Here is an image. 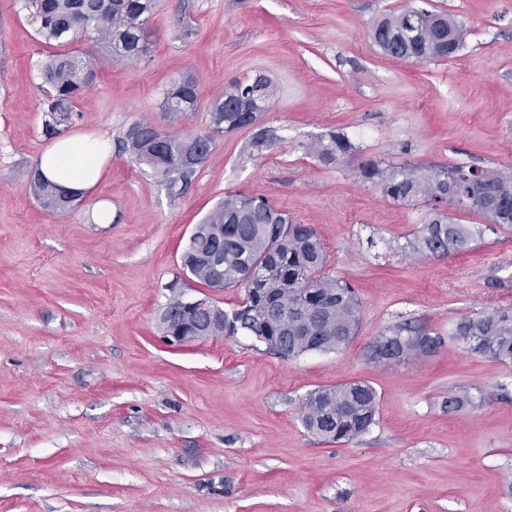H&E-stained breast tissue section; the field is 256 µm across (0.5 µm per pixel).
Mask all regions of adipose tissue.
Returning <instances> with one entry per match:
<instances>
[{"label":"adipose tissue","mask_w":512,"mask_h":512,"mask_svg":"<svg viewBox=\"0 0 512 512\" xmlns=\"http://www.w3.org/2000/svg\"><path fill=\"white\" fill-rule=\"evenodd\" d=\"M109 158L105 141L74 132L55 140L41 155L39 167L58 184L85 192L97 184Z\"/></svg>","instance_id":"ef3b65f1"}]
</instances>
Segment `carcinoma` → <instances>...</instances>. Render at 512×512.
<instances>
[{"mask_svg": "<svg viewBox=\"0 0 512 512\" xmlns=\"http://www.w3.org/2000/svg\"><path fill=\"white\" fill-rule=\"evenodd\" d=\"M31 18L45 42L67 46L91 28L98 41L125 58L141 54L147 45L148 20L155 0H27ZM371 39L381 51L395 49L405 60L447 58L448 40L460 45V30L448 15L408 9L382 18ZM90 62L71 52L59 53L44 69L48 85L45 106L51 121L46 130L73 112L77 95L88 87ZM253 82L224 91L209 110L208 129L179 137L149 122L132 125L125 134L126 149L135 162L164 178L171 193L181 194L191 177L208 159L216 140L259 121L267 103L253 97ZM198 83L186 75L174 82L163 100L172 117L194 112ZM320 165L336 168L348 161L355 147L347 135L331 132L306 145ZM363 181L381 194L405 205L423 203L433 218L413 232L407 247L426 256H446L469 246L463 224L448 216L449 186L475 188L477 204L467 208L499 225L512 224V172L455 165L433 167L404 164L383 167L370 162L360 167ZM31 190L39 205L58 214L71 209L59 196V184L34 171ZM326 255L314 227L299 224L288 212L272 206L262 195L229 192L196 225L182 255V265L206 288H242L237 307L224 311V323L198 317L189 323L180 312L164 314L171 325H186L190 336H234L245 331L274 352L288 347L289 356L310 351H339L357 335L361 306L355 289L345 280L325 273ZM384 335L394 337L396 363L420 356V343L435 348L441 338L407 324H396ZM451 336L466 349L494 362L512 363V308H496L456 322ZM378 396L364 381H349L310 392L301 407L304 429L323 440L350 441L366 434L375 423Z\"/></svg>", "mask_w": 512, "mask_h": 512, "instance_id": "cac0c4a2", "label": "carcinoma"}]
</instances>
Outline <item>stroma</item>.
<instances>
[{
    "instance_id": "stroma-1",
    "label": "stroma",
    "mask_w": 512,
    "mask_h": 512,
    "mask_svg": "<svg viewBox=\"0 0 512 512\" xmlns=\"http://www.w3.org/2000/svg\"><path fill=\"white\" fill-rule=\"evenodd\" d=\"M421 7L462 25L454 55L414 62L374 45L379 20ZM148 29L130 60L91 31L73 42L95 77L59 132L106 135L112 159L74 208L51 214L30 181L51 143L43 67L58 48L25 0H0V512H512V365L450 334L463 317L512 307V227L453 209L469 247L414 253L406 243L427 207L359 175L368 162L512 172V0H156ZM188 73L198 108L169 117L164 93ZM258 73L271 82L260 124L279 136L272 149L250 154V127L224 135L178 196L125 151L137 122L203 132L225 89ZM332 130L355 145L350 164L306 152ZM228 191L316 228L329 274L361 301L348 346L288 358L243 333L165 339L174 299L229 310L244 296L202 287L181 264ZM404 322L440 346L370 362V343ZM352 380L378 393L369 432L309 434L306 395ZM464 390L482 402L444 409Z\"/></svg>"
}]
</instances>
